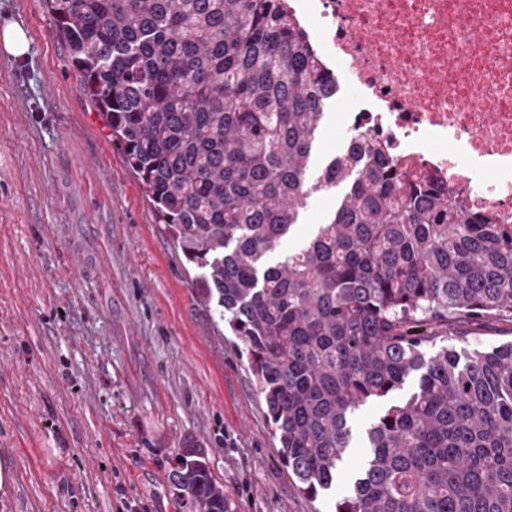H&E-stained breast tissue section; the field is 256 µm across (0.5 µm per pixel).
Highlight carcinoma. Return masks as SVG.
I'll return each instance as SVG.
<instances>
[{
    "label": "carcinoma",
    "mask_w": 512,
    "mask_h": 512,
    "mask_svg": "<svg viewBox=\"0 0 512 512\" xmlns=\"http://www.w3.org/2000/svg\"><path fill=\"white\" fill-rule=\"evenodd\" d=\"M47 4L112 146L242 342L302 491L331 489L356 411L418 372L367 431L369 460L336 512H512V341L484 351L458 331L512 323V224L403 179L364 134L309 179L337 88L286 0ZM340 185L316 233L268 262L305 201ZM452 337L465 346L427 355ZM176 459L174 495L231 512L201 449Z\"/></svg>",
    "instance_id": "1"
}]
</instances>
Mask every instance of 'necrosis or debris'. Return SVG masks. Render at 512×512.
Wrapping results in <instances>:
<instances>
[{
  "label": "necrosis or debris",
  "mask_w": 512,
  "mask_h": 512,
  "mask_svg": "<svg viewBox=\"0 0 512 512\" xmlns=\"http://www.w3.org/2000/svg\"><path fill=\"white\" fill-rule=\"evenodd\" d=\"M350 131L512 224V0H292Z\"/></svg>",
  "instance_id": "obj_1"
}]
</instances>
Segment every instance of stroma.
Instances as JSON below:
<instances>
[{"mask_svg":"<svg viewBox=\"0 0 512 512\" xmlns=\"http://www.w3.org/2000/svg\"><path fill=\"white\" fill-rule=\"evenodd\" d=\"M8 22L31 48L24 60L0 52V464L12 474L0 512H191L170 491L189 442L233 512H335L383 403L358 411L333 489L302 493L242 343L214 324L44 0H0ZM345 110L337 94L310 175L345 146ZM338 196H310L271 261L308 240Z\"/></svg>","mask_w":512,"mask_h":512,"instance_id":"1","label":"stroma"}]
</instances>
